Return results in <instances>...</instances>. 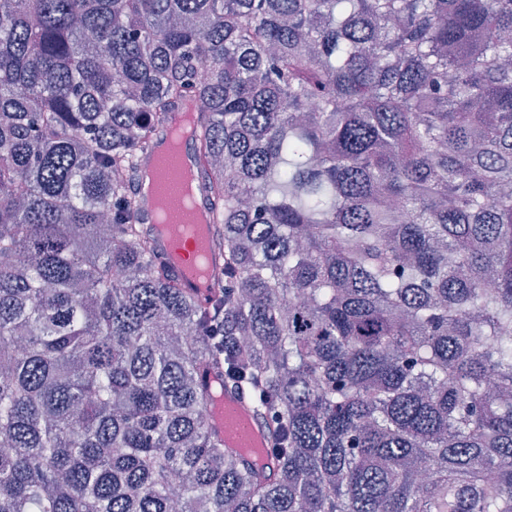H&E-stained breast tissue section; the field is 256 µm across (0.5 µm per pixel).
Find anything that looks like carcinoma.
I'll return each mask as SVG.
<instances>
[{
  "mask_svg": "<svg viewBox=\"0 0 512 512\" xmlns=\"http://www.w3.org/2000/svg\"><path fill=\"white\" fill-rule=\"evenodd\" d=\"M190 104L204 304L137 190ZM0 442V512H512V0H0ZM156 234V233H155ZM157 236V245L159 252L167 259V257L171 261V266L174 271L175 283L180 288H184L186 291H189L191 294L197 296L201 301L207 300V298L212 296L214 292V282L210 277L207 281H199L192 274V262H193V252L190 247L184 243H180L177 241H168L162 239L160 236ZM177 245H185L186 249L176 248ZM176 251H181L182 256L180 262L173 261L172 255ZM224 402L227 403L230 412L225 418L224 413L216 409L217 415L213 416V424L224 436L225 446L236 449L246 448L255 441V436H258L262 447L267 439L268 447V429L262 420L253 414L245 400L237 393L224 389ZM239 418H244L245 421H240Z\"/></svg>",
  "mask_w": 512,
  "mask_h": 512,
  "instance_id": "obj_1",
  "label": "carcinoma"
}]
</instances>
